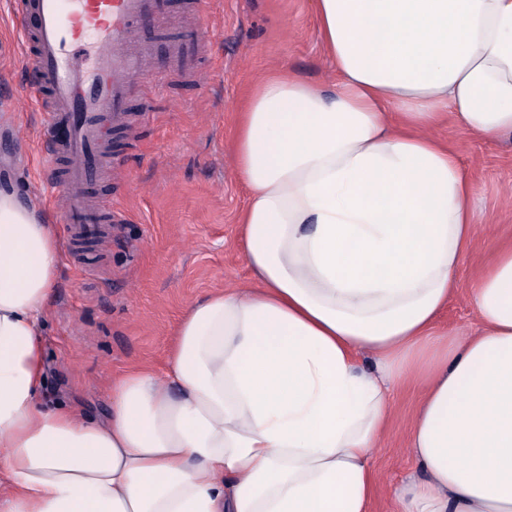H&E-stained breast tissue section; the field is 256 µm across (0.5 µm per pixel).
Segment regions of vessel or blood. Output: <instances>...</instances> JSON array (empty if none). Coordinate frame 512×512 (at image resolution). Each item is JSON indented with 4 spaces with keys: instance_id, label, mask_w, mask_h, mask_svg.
I'll use <instances>...</instances> for the list:
<instances>
[{
    "instance_id": "b4317fda",
    "label": "vessel or blood",
    "mask_w": 512,
    "mask_h": 512,
    "mask_svg": "<svg viewBox=\"0 0 512 512\" xmlns=\"http://www.w3.org/2000/svg\"><path fill=\"white\" fill-rule=\"evenodd\" d=\"M173 0H15L26 26L23 50L38 77L49 135L42 144L53 205L67 244L101 238L114 220L110 197L91 185L112 165L116 130L144 99L147 56L192 70L199 35L169 30Z\"/></svg>"
}]
</instances>
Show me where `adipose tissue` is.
Returning <instances> with one entry per match:
<instances>
[{"label":"adipose tissue","instance_id":"adipose-tissue-1","mask_svg":"<svg viewBox=\"0 0 512 512\" xmlns=\"http://www.w3.org/2000/svg\"><path fill=\"white\" fill-rule=\"evenodd\" d=\"M314 12L335 80L266 75L233 129L253 283L190 302L165 372L114 378L106 423L40 401L60 244L0 187V512H369L388 370L424 378L423 477L394 512H512V240L476 273L480 331L434 333L474 222L434 131L512 138V0Z\"/></svg>","mask_w":512,"mask_h":512}]
</instances>
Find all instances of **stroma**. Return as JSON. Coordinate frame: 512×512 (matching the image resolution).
I'll return each mask as SVG.
<instances>
[{"instance_id":"stroma-1","label":"stroma","mask_w":512,"mask_h":512,"mask_svg":"<svg viewBox=\"0 0 512 512\" xmlns=\"http://www.w3.org/2000/svg\"><path fill=\"white\" fill-rule=\"evenodd\" d=\"M314 0H212L203 14L207 37L199 88L162 59L138 123L123 136L117 159L123 177L100 186L118 219L104 244H85L61 259L55 298L46 314L47 386L43 403L63 400L94 420L107 413L113 377L135 364L164 371L173 330L191 300L248 280L237 217L248 200L232 158L231 134L248 87L288 68L328 81ZM11 0H0V185L36 195L48 209L55 188L37 146L45 123L23 91L31 74L18 44ZM151 118L140 122L143 109ZM474 185L472 246L455 271L457 291L440 331L471 335L480 327L469 290L494 240L512 235V141L473 135L456 125L438 129ZM417 383L394 384L389 429L374 451L378 489L371 512H391L396 488L415 472L408 454Z\"/></svg>"}]
</instances>
